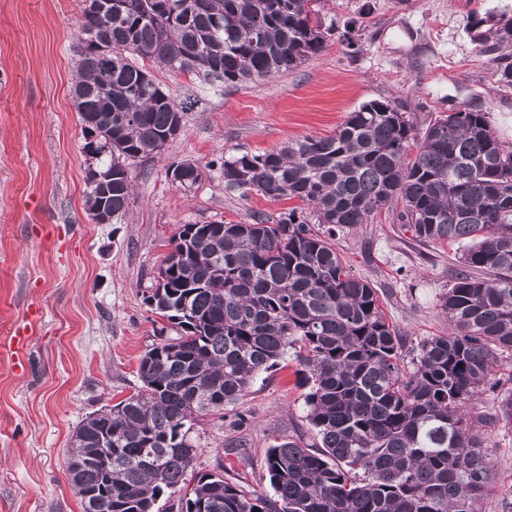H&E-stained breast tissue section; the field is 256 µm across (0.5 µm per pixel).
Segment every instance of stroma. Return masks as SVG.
<instances>
[{"mask_svg":"<svg viewBox=\"0 0 512 512\" xmlns=\"http://www.w3.org/2000/svg\"><path fill=\"white\" fill-rule=\"evenodd\" d=\"M81 0H0V512H82L66 450L91 413L132 394L140 357L157 343L144 298L183 224L277 221L288 204L226 191L225 157L328 137L363 103L409 101L416 128L459 108L487 113L512 146V88L469 29L512 17V0H323V50L293 71L217 93L200 79L154 69L186 109L183 133L160 156L131 165L135 202L121 223L89 219L88 158L72 102ZM355 48H348V41ZM197 163L192 186L170 164ZM397 208L336 235L353 274L377 288L408 345L448 330L440 298L458 260L400 227ZM26 336L22 354L9 346ZM308 388L296 362L261 375L224 419L198 428L194 468L216 458L250 488L271 494L266 453L276 442L316 444L305 418ZM494 483L481 512H512V429H483ZM235 438L245 458L228 452Z\"/></svg>","mask_w":512,"mask_h":512,"instance_id":"35a3bbf8","label":"stroma"}]
</instances>
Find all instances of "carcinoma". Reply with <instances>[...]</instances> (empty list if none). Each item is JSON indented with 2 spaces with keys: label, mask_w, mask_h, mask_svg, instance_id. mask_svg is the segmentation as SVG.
<instances>
[{
  "label": "carcinoma",
  "mask_w": 512,
  "mask_h": 512,
  "mask_svg": "<svg viewBox=\"0 0 512 512\" xmlns=\"http://www.w3.org/2000/svg\"><path fill=\"white\" fill-rule=\"evenodd\" d=\"M81 14L73 102L112 187L85 206L120 222L135 201L129 166L162 154L185 109L149 66L223 89L268 80L319 53V0H103ZM471 40L494 52L512 86V18ZM399 98L371 100L336 132L224 159V188L298 205L274 224H183L146 297L175 327L139 361L135 392L86 417L67 449L82 512H477L491 488L484 414L512 352V150L486 113L468 108L422 131ZM401 207L423 245H463L440 298L448 334L405 339L377 289L354 276L331 240ZM309 385L319 445L277 442L266 464L274 497L224 479V459L194 473L197 427L242 401L288 351ZM512 429V391L494 413ZM512 354L505 355L501 358L500 366L495 372V380L500 381L498 388L487 390L480 394L475 401L476 406L483 414L489 415L494 412L497 402L501 399L505 391L508 389L512 391Z\"/></svg>",
  "instance_id": "obj_1"
}]
</instances>
